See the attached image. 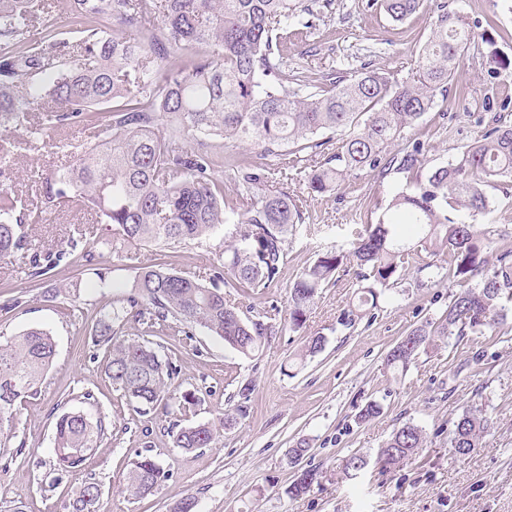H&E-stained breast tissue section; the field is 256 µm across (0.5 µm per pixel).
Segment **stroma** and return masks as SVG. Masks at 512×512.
<instances>
[{"label":"stroma","instance_id":"35a3bbf8","mask_svg":"<svg viewBox=\"0 0 512 512\" xmlns=\"http://www.w3.org/2000/svg\"><path fill=\"white\" fill-rule=\"evenodd\" d=\"M447 2L471 21L496 14V46L512 57V0ZM436 5V0H424L397 28L373 0H333L314 33L291 40L288 56L318 70L338 66L349 56L405 79L415 66L413 39L428 36ZM498 111L512 123V67L489 77L479 47L470 45L447 98L408 129L395 149L403 153L418 145L427 167L446 164L473 142L480 118ZM84 138L83 131L69 128L54 134L51 143L21 147L14 169L0 175V185L21 195L24 210H37L47 181L68 160L67 144ZM187 146L203 148L215 160L228 198L235 181L227 159L243 166L260 163L253 149L218 138L191 139ZM415 177L412 171L384 178L365 171L332 194L300 192L305 222L288 237V261L278 282L262 294L238 299L245 315H272L280 327L259 355L242 356L200 328L188 340L176 325L166 327V341L182 365L173 386L199 397L186 412L174 408L140 415L107 378L104 359H92L95 315L112 300L111 291L95 287L94 275L74 264L62 265L40 287L29 283L30 258L57 251L75 238L89 208L75 203L45 214L39 223H23L24 248L0 260V332L11 337L31 327L46 329L54 338L56 357L40 393L15 407L18 429L10 443L15 455L0 462V512L13 500L23 502L26 512H62L78 486V479L71 478L55 490L47 488L56 475L53 437L61 399L68 409L105 423V435L86 464L102 486L104 512H173L186 496L195 497L196 512H512V335L490 342L468 336L424 347L404 373L386 365L387 352L410 330L438 318L449 294L458 289L456 282L436 274L441 252L422 253L426 270L409 268L388 300L354 327L337 322L353 299L357 269L350 265L320 290L302 328L288 324V286L295 277L322 253L349 251L391 197L412 188ZM222 242L218 235L200 244H104L101 265L112 281L128 288L141 267L162 260L177 270L204 274ZM48 289L55 290V297H45ZM13 298L19 306L5 308ZM316 335L324 336L323 349L294 363V355ZM247 382L253 388L248 416L224 427L213 447L188 452L174 446L166 432L169 422L183 427L219 422L229 396ZM88 389L95 393L94 402L82 398ZM371 400L381 404V416L358 422L359 411ZM475 406L488 417L489 432L482 448L456 455L448 446V428ZM407 423L422 427L426 448L412 464L382 471L375 464L378 451ZM300 439L310 443L302 467H318L321 476L306 495L293 499L287 494L294 475L287 453ZM144 450L170 476L153 495L134 499L125 491V478L136 453ZM356 451L368 464L356 476H344L339 464Z\"/></svg>","mask_w":512,"mask_h":512}]
</instances>
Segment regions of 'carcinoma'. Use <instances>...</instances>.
<instances>
[{
  "instance_id": "obj_1",
  "label": "carcinoma",
  "mask_w": 512,
  "mask_h": 512,
  "mask_svg": "<svg viewBox=\"0 0 512 512\" xmlns=\"http://www.w3.org/2000/svg\"><path fill=\"white\" fill-rule=\"evenodd\" d=\"M332 0H69L71 19L82 27L75 45L38 43L27 36L36 22L35 0H0V175L12 167L18 131L44 139L67 126L89 131L94 144H70L72 162L46 187L41 213L80 201L112 230V241L136 245L175 243L215 234L235 225L232 239L215 254L204 284L193 272L163 264L141 268L128 292L113 294L110 309L99 312L95 345L109 347L105 372L113 387L147 415L176 400L195 405L196 391L176 394L178 365L162 344L116 340L129 320L149 328L172 321L192 336L199 327L245 356L258 353L279 326L274 318L241 314L233 292L259 294L276 282L288 255V232L304 223L290 187L268 188L277 159L294 156L300 181L312 196L340 189L365 170L415 171L410 191L396 193L382 219L368 225L349 252L330 251L305 267L288 289V319L298 329L318 291L345 261L360 272L349 308L339 317L350 326L378 307L391 280L432 246L446 253L437 274L459 283L448 309L435 322L407 334L387 354V365L404 371L420 348L434 338H487L512 334V247L499 246L509 232L448 216L461 208L473 217L491 213L486 188L512 178V124L493 114L452 163L425 169L422 149L397 158L390 153L445 95L461 64V53L475 41L476 25L437 5L426 40L417 46L412 76L396 79L382 69L351 64L330 73L288 67V39L316 29ZM421 0H381L394 24L404 23ZM121 33H110L111 25ZM481 42L488 46V73L512 63L496 48L495 26L485 20ZM338 135L332 152L315 137ZM220 138L245 143L266 160L235 173L236 201L224 198L208 153L191 150L189 138ZM18 195L0 188V259L23 249L14 221L40 220V213L18 214ZM85 245H67L41 264L30 259L33 282L68 257L89 267L96 259L97 228L79 232ZM56 355L53 337L29 328L0 343V447L14 438L15 404L38 393ZM251 383L240 386L223 423L247 416ZM488 420L467 410L452 422L448 445L459 456L482 446ZM221 426L172 424L177 448H209ZM105 434L100 419L65 411L55 423L58 464L52 485L82 470ZM426 443L412 423L396 429L377 454L381 469L416 460ZM367 465L360 454L342 460L353 477ZM319 469L295 473L288 495L298 499L318 480ZM170 477L153 456L139 453L130 463L125 491L134 498L156 492ZM64 512H102L101 489L85 477Z\"/></svg>"
}]
</instances>
